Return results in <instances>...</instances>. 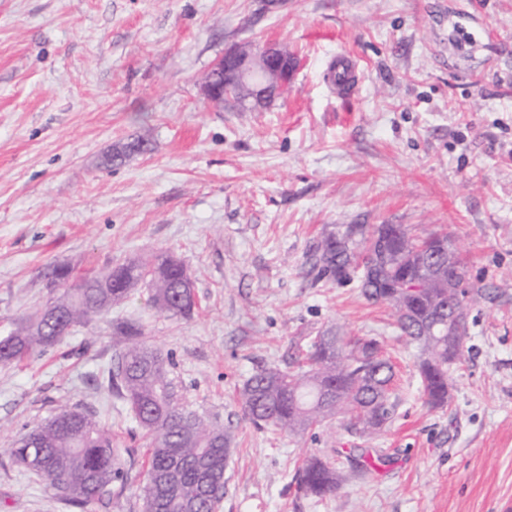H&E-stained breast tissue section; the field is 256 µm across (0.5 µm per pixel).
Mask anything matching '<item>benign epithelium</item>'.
Masks as SVG:
<instances>
[{"mask_svg": "<svg viewBox=\"0 0 512 512\" xmlns=\"http://www.w3.org/2000/svg\"><path fill=\"white\" fill-rule=\"evenodd\" d=\"M295 69V58L276 45L264 47L257 55L230 47L212 64L211 76L205 80L203 92L216 107L224 106V102L230 99L262 104L279 89L288 86ZM441 248L448 251V272L435 265L424 268V272L448 282L450 288L459 289L463 282L459 272L455 271L453 244L444 242Z\"/></svg>", "mask_w": 512, "mask_h": 512, "instance_id": "benign-epithelium-1", "label": "benign epithelium"}]
</instances>
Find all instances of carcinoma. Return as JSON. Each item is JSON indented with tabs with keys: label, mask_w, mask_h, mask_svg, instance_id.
<instances>
[{
	"label": "carcinoma",
	"mask_w": 512,
	"mask_h": 512,
	"mask_svg": "<svg viewBox=\"0 0 512 512\" xmlns=\"http://www.w3.org/2000/svg\"><path fill=\"white\" fill-rule=\"evenodd\" d=\"M437 237L449 240L446 233L418 240L401 224H381L370 231L351 226L339 239L333 233L324 236L315 251V265L338 280L357 270L359 261L371 260L370 273L359 277L361 293L395 309L401 335L417 350L423 396L432 408L447 405L449 399L448 326L457 332L454 366H461L466 361L469 305L487 297L484 289L473 287L469 297L458 299L437 279H416L418 263ZM44 279L54 284L46 305L0 336L3 366L44 353L72 327L108 313L144 281L152 288L150 304L156 311L186 316L195 307L194 283L186 267L165 254L79 280L73 279L68 266L53 265ZM449 298L456 299L457 307L452 324L426 323L433 304ZM50 307L67 322L48 319ZM407 309L413 314L406 315ZM122 332L132 341L104 372L103 381L117 390L144 432L149 448L144 512H218L224 495L210 496L205 489L224 482L230 433L182 402L169 356L139 340L141 331L134 326L127 325ZM394 380V365L376 339L318 336L296 363L251 374L238 399L244 416L259 428L300 434L339 415L349 433L370 439L394 417ZM10 452L18 465L45 476L55 495L74 505L100 499L124 479L112 432L95 414L77 406L61 407L24 429ZM297 484L304 493L323 499L335 494L341 482L328 463L310 458L298 469Z\"/></svg>",
	"instance_id": "cac0c4a2"
}]
</instances>
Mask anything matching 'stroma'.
<instances>
[{"mask_svg": "<svg viewBox=\"0 0 512 512\" xmlns=\"http://www.w3.org/2000/svg\"><path fill=\"white\" fill-rule=\"evenodd\" d=\"M269 42L297 56L292 84L258 109L209 106L224 50ZM340 50L358 67L352 93L321 77ZM135 139L146 153L113 160ZM348 224L447 231L468 283L490 292L447 406L424 405L388 308L356 278L310 271ZM159 253L195 283L190 316L156 312L141 284L45 355L0 366V512H142L145 442L102 380L129 343L121 323L230 432L219 512H512V0H0V334L46 303L48 266L78 278ZM328 328L383 342L393 420L367 443L337 419L298 435L245 419L242 381ZM64 405L111 428L127 474L84 507L9 452ZM310 456L339 469L335 496L299 491Z\"/></svg>", "mask_w": 512, "mask_h": 512, "instance_id": "stroma-1", "label": "stroma"}]
</instances>
